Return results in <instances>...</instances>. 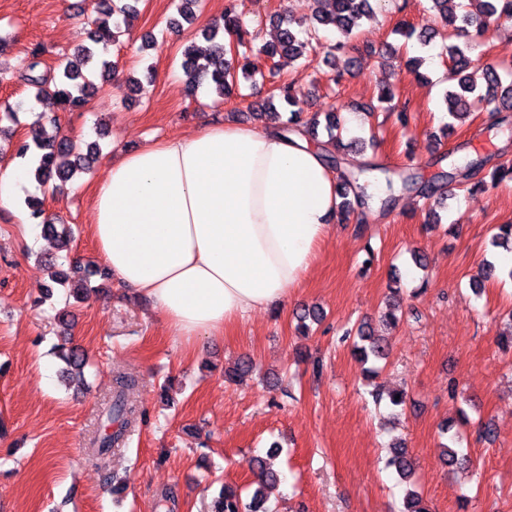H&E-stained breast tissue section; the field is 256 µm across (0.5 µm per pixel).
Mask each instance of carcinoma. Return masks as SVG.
Listing matches in <instances>:
<instances>
[{
	"mask_svg": "<svg viewBox=\"0 0 512 512\" xmlns=\"http://www.w3.org/2000/svg\"><path fill=\"white\" fill-rule=\"evenodd\" d=\"M199 0H180L177 11L179 19L172 22L175 27L182 23L191 24L196 19V8ZM380 0H313L312 14L307 24H302L281 14L272 20L276 29L275 42L266 46L265 53L270 57L280 56L290 62L300 60L314 50V42L318 41L319 33L326 28H334L342 36L348 38L360 26L362 19L370 16L374 5ZM430 9L435 12L443 25L448 28V39L452 43L446 45L448 57L456 73L460 75L458 88L448 90L444 95V103L448 118L466 121L478 105L485 107L491 124L500 125L506 121L502 112L512 111V82L503 84L501 70L491 64H482L472 57L471 52L476 41L492 25L503 20H512V0H469V4L458 3L456 0H428ZM139 0H97L96 12L100 17L95 21V29L89 34V44L77 49L84 71L63 58L50 73L40 71L41 52H32V62L21 80L34 90L37 98L52 97L64 112L81 111L85 108L89 96L99 90L92 80L95 70H100L103 81H108L114 71V65L104 57L108 47L118 41L122 33L121 24L137 14ZM396 32L407 39L417 37L418 43L426 47L431 44L436 32L415 33V28L406 20L398 22ZM237 36V50L226 58L224 34ZM203 35L211 43L209 53L203 57L196 54L191 46L183 51L182 69L185 76V87L190 96L195 95L204 82L212 84L213 89L222 97L231 95L233 86L239 78L247 79L256 70L251 59V49L241 37L240 18L236 12L234 0H227L224 7L223 22H215L203 29ZM324 61L333 62L336 78H341L354 64V59L346 56L344 45L337 43L329 48ZM481 76L482 83H477L473 74ZM278 96L282 97L288 107L289 117L285 131L299 133L317 138L321 124L320 115L312 114L302 117L305 108L289 93V87H277ZM328 145L325 160L328 166L336 168L340 165V156L353 150V144L343 143L342 126L333 113L325 115ZM100 146L96 142L77 141L62 131L59 117L56 114L42 113L32 123L28 139L21 141L14 149L13 156L27 161L31 165L34 178L42 185L52 186L53 192L60 193L63 186L80 173L90 171L97 162ZM62 156H72L70 166L59 164ZM486 158H476L466 165L448 173V180L459 178L469 185L470 191H477L485 186L484 179L475 176L485 170ZM364 170L341 171L338 175L337 194L340 198L339 210L343 215L354 213L369 206V196L365 188L359 184ZM405 189L416 191L423 199H444L447 190L438 180L422 183L407 175L401 177ZM29 216L42 225L46 238L56 243L60 251L69 250L72 231L69 225L62 224L46 214L44 200L33 197L26 201ZM363 344H354V351L363 362L371 358L385 360L389 357L390 344L388 338L376 336L364 328L359 330ZM67 368L63 370L66 377L83 375L86 360L75 350L61 352ZM135 381L124 376L116 378L112 399L104 408L105 417L99 436L90 442L88 455L106 465L112 446L123 436L126 427L137 418V409L130 402L128 392ZM387 465L396 469L400 478L409 481L413 475V462L407 448L399 443L391 447V456ZM267 500L262 488L254 490L251 501L244 503L237 490L230 486L221 489L219 496L212 504V512H272L266 506Z\"/></svg>",
	"mask_w": 512,
	"mask_h": 512,
	"instance_id": "1",
	"label": "carcinoma"
}]
</instances>
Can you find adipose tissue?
I'll return each mask as SVG.
<instances>
[{
  "label": "adipose tissue",
  "mask_w": 512,
  "mask_h": 512,
  "mask_svg": "<svg viewBox=\"0 0 512 512\" xmlns=\"http://www.w3.org/2000/svg\"><path fill=\"white\" fill-rule=\"evenodd\" d=\"M324 154L277 125L228 122L125 152L92 192L96 255L194 349L305 280L336 220Z\"/></svg>",
  "instance_id": "obj_1"
}]
</instances>
